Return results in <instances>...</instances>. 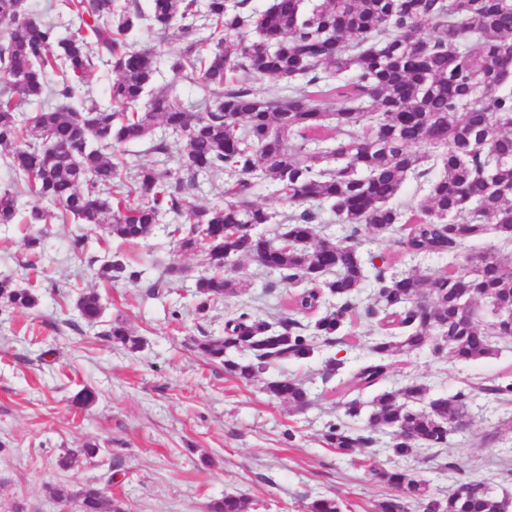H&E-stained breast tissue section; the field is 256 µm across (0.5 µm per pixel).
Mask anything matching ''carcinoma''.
I'll list each match as a JSON object with an SVG mask.
<instances>
[{
	"label": "carcinoma",
	"instance_id": "1",
	"mask_svg": "<svg viewBox=\"0 0 512 512\" xmlns=\"http://www.w3.org/2000/svg\"><path fill=\"white\" fill-rule=\"evenodd\" d=\"M66 23L35 18L25 0H0V152L13 174L0 192V225H75V254L84 226L102 240L145 242L163 234L183 252H198L207 230L205 268L195 278L197 310L238 297L241 259L263 255V267L291 289L288 308L313 314L303 324H272L242 304L228 314L224 335L195 340L200 354L251 383L272 363L310 358L336 341L345 323L364 314L386 321L351 375L359 393L386 380V360L425 348L458 363L494 356L512 341V0H61ZM151 30L160 39L136 46ZM173 34L177 51L165 42ZM173 75L158 81L160 67ZM96 69L116 74L97 99L75 101ZM272 78L283 99L258 86ZM201 88L184 102L176 85ZM40 102L30 117L29 101ZM185 141L172 156L167 140ZM149 142L151 164L126 158V146ZM425 144L428 152L412 150ZM224 176V194L200 205L204 184ZM413 180L420 195L405 202ZM291 208L272 233L274 215L253 204L258 188ZM29 196V209L19 197ZM393 239L389 258L362 254V237ZM448 261L438 272L427 261ZM99 275L132 282L142 271L120 251L104 252ZM429 298L421 307L417 300ZM486 304L490 329L474 320ZM0 304L38 305L34 288L0 277ZM75 307L99 322L101 296L80 293ZM137 351L142 341L121 322L106 331ZM264 390L301 410L310 389L290 377ZM428 387L410 379L371 400H339L342 417L324 439L344 456L390 437L394 456L443 448L457 422L512 403V371L468 381L419 407ZM100 453L97 444L67 449L58 467L72 469ZM456 489L433 499L430 480L410 467L375 472L398 495L378 512H505L477 471L459 472ZM51 495L76 512H124L91 483ZM209 512H250L242 495L226 494ZM308 512H343L334 497H316Z\"/></svg>",
	"mask_w": 512,
	"mask_h": 512
}]
</instances>
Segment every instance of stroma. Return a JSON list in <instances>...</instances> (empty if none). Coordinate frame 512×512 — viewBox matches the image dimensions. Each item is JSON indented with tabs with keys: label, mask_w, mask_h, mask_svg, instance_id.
I'll return each instance as SVG.
<instances>
[{
	"label": "stroma",
	"mask_w": 512,
	"mask_h": 512,
	"mask_svg": "<svg viewBox=\"0 0 512 512\" xmlns=\"http://www.w3.org/2000/svg\"><path fill=\"white\" fill-rule=\"evenodd\" d=\"M42 241L30 250L26 236ZM83 254L68 248V227L54 224L0 225V274L34 285L35 308L0 307V512H59L50 490L87 482L104 484L128 512H205L228 493L252 502V512H306L311 499L328 495L345 512H375L391 490L374 473L398 460L377 445L337 455L323 442L336 419L338 377L324 378L323 361L336 356L355 364L352 349L376 336L374 322H354L341 343L306 360L275 364L284 374L309 382L312 401L298 411L269 397L262 381L244 384L222 365L192 347L204 335L220 336L228 314L220 304L201 315L192 288L204 269L198 253L179 251L165 238L126 249L139 281L108 282L97 275L104 255L99 232L87 231ZM179 265L182 285H157L162 267ZM237 278L250 283L253 311L275 321L288 317V290L251 260L240 261ZM97 290L104 303L101 323L83 322L75 309L79 294ZM124 321L141 338L139 351L115 347L110 323ZM512 367V343L497 356L464 366L430 352L396 358L389 384L416 377L431 397L453 393L462 377H486ZM95 391V402L78 407L75 395ZM499 414L476 420L447 447L421 451L410 459L445 498L455 489L451 462L481 472L499 494L512 498V425ZM101 449L94 464L59 470L58 456L85 442Z\"/></svg>",
	"instance_id": "obj_1"
}]
</instances>
